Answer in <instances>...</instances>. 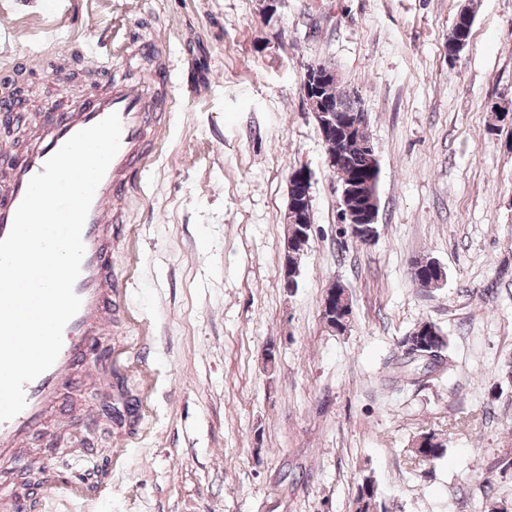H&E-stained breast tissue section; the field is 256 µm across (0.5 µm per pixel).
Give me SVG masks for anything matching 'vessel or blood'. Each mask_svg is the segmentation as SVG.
I'll return each instance as SVG.
<instances>
[{
	"instance_id": "b4317fda",
	"label": "vessel or blood",
	"mask_w": 512,
	"mask_h": 512,
	"mask_svg": "<svg viewBox=\"0 0 512 512\" xmlns=\"http://www.w3.org/2000/svg\"><path fill=\"white\" fill-rule=\"evenodd\" d=\"M169 104L167 96L147 100L135 87L114 83L111 75H103L100 85L92 88L71 112L46 115L37 141L6 173L5 183L0 186V240L8 236L28 183L42 171L45 162L77 132L113 113L121 119L120 148L95 191L82 232L85 254L75 283L81 308L64 328L56 362L26 384L24 409L0 423L1 459H11L15 448L28 437L45 436L51 415H64L65 409L57 401L60 384L76 366L93 367L92 348L100 345L107 334L112 314L125 306L127 282L112 268L109 242L127 231L119 203L137 174L146 169Z\"/></svg>"
}]
</instances>
